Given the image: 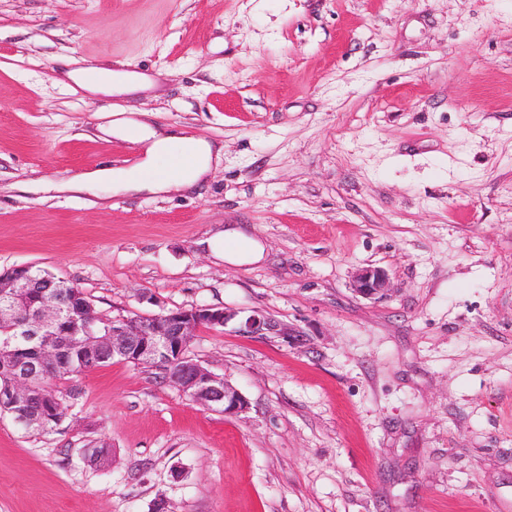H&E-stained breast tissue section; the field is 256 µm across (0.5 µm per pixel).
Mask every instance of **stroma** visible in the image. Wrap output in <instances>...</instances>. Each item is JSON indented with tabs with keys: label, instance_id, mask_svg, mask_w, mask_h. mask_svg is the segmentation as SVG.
I'll use <instances>...</instances> for the list:
<instances>
[{
	"label": "stroma",
	"instance_id": "obj_1",
	"mask_svg": "<svg viewBox=\"0 0 512 512\" xmlns=\"http://www.w3.org/2000/svg\"><path fill=\"white\" fill-rule=\"evenodd\" d=\"M158 92L93 96L61 61ZM108 112L224 144L163 197L48 184L140 164ZM244 228L253 264L204 242ZM112 318L261 310L291 340L200 329L249 401L121 361L56 380L63 421L0 415V512H512V0H0V269ZM392 290L365 298L358 269ZM112 450L108 467L83 451ZM354 291L363 297L386 296L391 290L387 273L378 267H364L358 270L353 280Z\"/></svg>",
	"mask_w": 512,
	"mask_h": 512
}]
</instances>
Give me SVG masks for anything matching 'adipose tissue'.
Here are the masks:
<instances>
[{"label":"adipose tissue","mask_w":512,"mask_h":512,"mask_svg":"<svg viewBox=\"0 0 512 512\" xmlns=\"http://www.w3.org/2000/svg\"><path fill=\"white\" fill-rule=\"evenodd\" d=\"M62 79L81 84L91 94L131 93L152 87L149 78L120 71L111 73L108 79L88 82L83 69L68 67L63 70ZM100 131L107 136L144 144L140 175L134 176L121 169L97 168L56 183V190L90 191L108 184L117 190L166 194L198 183L224 154L223 144L184 133H165L131 117L112 120L101 126ZM210 245L224 262L235 265L259 262L264 253L258 240L237 229L226 230L212 238Z\"/></svg>","instance_id":"ef3b65f1"}]
</instances>
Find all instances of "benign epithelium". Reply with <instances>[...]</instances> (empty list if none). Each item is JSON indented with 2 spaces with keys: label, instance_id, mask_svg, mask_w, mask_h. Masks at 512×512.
<instances>
[{
  "label": "benign epithelium",
  "instance_id": "7a95c632",
  "mask_svg": "<svg viewBox=\"0 0 512 512\" xmlns=\"http://www.w3.org/2000/svg\"><path fill=\"white\" fill-rule=\"evenodd\" d=\"M354 291L363 297H383L391 290L387 273L378 267L358 270ZM96 317L88 296L77 286L57 281L31 265L0 270V364L10 381L0 386V408L25 428L44 427L49 419L47 396L35 381L74 368V357L85 369H98L110 356L137 366L163 369L171 383L205 409L236 416L249 401L224 378L186 356L202 328L231 327L240 336H278L294 331L261 310L246 314L227 308L200 306L152 315L115 317L94 332Z\"/></svg>",
  "mask_w": 512,
  "mask_h": 512
}]
</instances>
